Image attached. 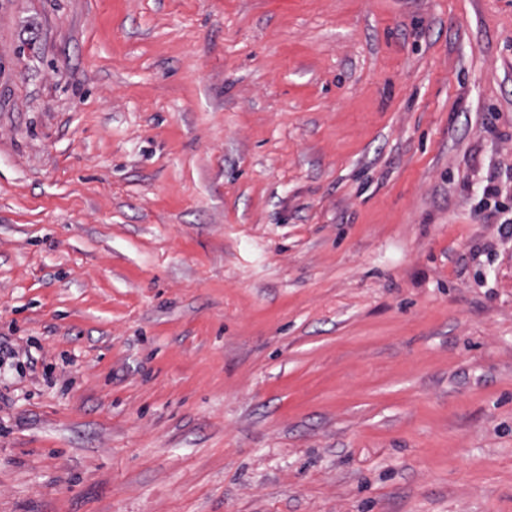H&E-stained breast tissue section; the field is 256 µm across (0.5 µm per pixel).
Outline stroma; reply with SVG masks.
<instances>
[{
	"instance_id": "obj_1",
	"label": "stroma",
	"mask_w": 512,
	"mask_h": 512,
	"mask_svg": "<svg viewBox=\"0 0 512 512\" xmlns=\"http://www.w3.org/2000/svg\"><path fill=\"white\" fill-rule=\"evenodd\" d=\"M510 217L512 0H0V512H512Z\"/></svg>"
}]
</instances>
